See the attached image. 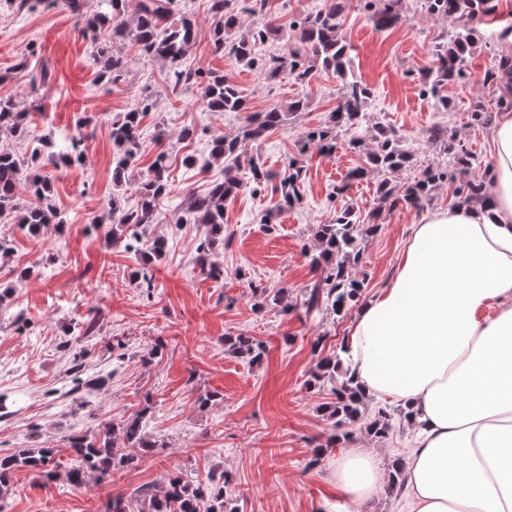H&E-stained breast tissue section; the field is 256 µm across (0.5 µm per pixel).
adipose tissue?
I'll list each match as a JSON object with an SVG mask.
<instances>
[{"label":"adipose tissue","mask_w":512,"mask_h":512,"mask_svg":"<svg viewBox=\"0 0 512 512\" xmlns=\"http://www.w3.org/2000/svg\"><path fill=\"white\" fill-rule=\"evenodd\" d=\"M487 200L413 225L394 276L347 339L365 396H387L417 426L404 468L406 512H512V113L491 135ZM384 471L351 450L334 484L346 506Z\"/></svg>","instance_id":"1"}]
</instances>
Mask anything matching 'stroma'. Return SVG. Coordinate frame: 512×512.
Returning <instances> with one entry per match:
<instances>
[{"label": "stroma", "mask_w": 512, "mask_h": 512, "mask_svg": "<svg viewBox=\"0 0 512 512\" xmlns=\"http://www.w3.org/2000/svg\"><path fill=\"white\" fill-rule=\"evenodd\" d=\"M331 2L269 0L265 19L281 27L286 46L293 36L291 20ZM181 7L194 16L197 32L185 66L224 74L246 99L247 111H208L194 87L168 91L164 63L141 56L132 43L122 49L129 64L121 80L97 81V47L62 0L23 11L13 0H0V98H12L31 113L27 140L0 132V149L24 161L34 141L58 143L81 128L89 130L81 164L45 168L64 227L32 234L13 219H0V238L13 246L10 257L0 259V400L6 405L0 451L49 445L64 470L71 461L69 437L139 412L148 435L160 444L156 452L138 454L131 467L103 481L89 479L80 488L62 477L47 485L37 473L18 470L6 512H103L108 497L120 493L137 502L142 488L159 485L173 471L202 481L228 472L225 497L238 512H341L333 485L336 459L359 448L375 454L388 470L409 454L411 426L399 403L368 400L361 419L340 425L326 410L333 381L310 385L318 363L339 354L356 317L352 309L339 316L306 315L304 301L322 275L312 263L319 253L314 235L319 225L334 222L341 206L376 213L377 229L365 227L356 234L359 257L350 266L366 300L394 274L411 226L453 205L454 184L443 183L422 207L384 208L377 187L386 177L379 172L337 195L347 171L362 164L373 148L374 123L393 129L412 153L408 166L388 177L392 183H411L443 162V145L431 137L437 126L460 140L477 162L472 170L457 172L455 184L483 176L491 163L492 130L472 124L470 109L478 103L495 108L502 94L484 81L496 63L483 44L492 25L480 16L470 20L481 44L463 78L443 89L453 109L438 112L423 96L420 76L433 65V42L458 31L459 21L426 14L418 0H403L402 20L381 29L361 0H345L341 33L352 46L354 76L371 90L368 123L354 133H340L335 152L313 149L301 157L304 198L299 204L280 207L271 182L228 199L224 240L209 256L224 275L212 279L202 275L197 250L208 228L183 223L179 204L222 180L224 165L189 167L185 157H206L215 135L242 134L251 113L284 111L294 99H306L307 108L286 126L247 146L267 169L280 171L288 159L299 157L309 131L328 124L338 105L340 80L319 71L307 84L291 78L267 82L259 67L214 53L207 0H182ZM24 59L29 67L22 72L17 65ZM43 71L50 77L47 86L33 89L30 75ZM146 97L153 106L140 125V149L128 176L139 181L162 152L171 184L148 231L149 238H164L165 251L147 263L112 248V223L103 217L114 187L109 127ZM186 127L195 135L184 141L180 132ZM352 136L360 149L349 148ZM273 207L275 223L263 224L264 213ZM136 270L152 277L151 289L138 287L132 277ZM92 317L96 335L78 337L80 324ZM228 336L263 343L262 361L253 364L233 354L224 343ZM79 348L84 377H106L102 388H75L69 367ZM206 396L212 404L200 407ZM381 409L391 415V430L378 439L367 425Z\"/></svg>", "instance_id": "obj_1"}]
</instances>
